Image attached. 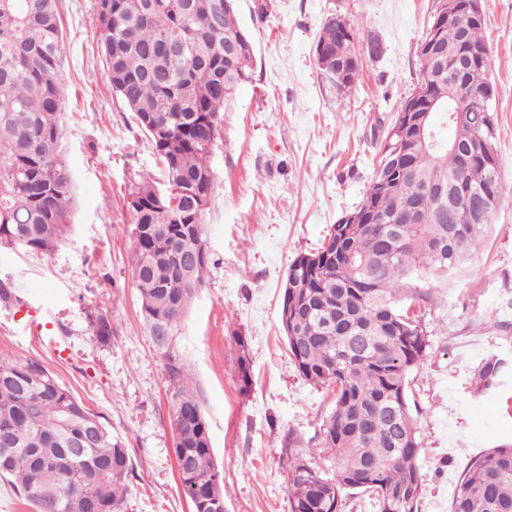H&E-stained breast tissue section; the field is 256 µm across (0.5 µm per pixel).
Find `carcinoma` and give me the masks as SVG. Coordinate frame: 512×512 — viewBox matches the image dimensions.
<instances>
[{"label": "carcinoma", "instance_id": "cac0c4a2", "mask_svg": "<svg viewBox=\"0 0 512 512\" xmlns=\"http://www.w3.org/2000/svg\"><path fill=\"white\" fill-rule=\"evenodd\" d=\"M61 0H0V246L50 255L71 214V175L60 158L58 113L64 88L56 74L63 27ZM99 42L112 88L133 113L162 164L165 189L142 181L127 198L140 313L170 384L175 455L191 458L194 477L181 481L186 498L204 497L224 476L215 461L201 402L185 378L181 321L204 283L208 250L205 211L211 198L210 157L221 140L220 112L251 79V41L236 0H98ZM483 17L460 11L439 31L436 48L418 50L419 100H448V70L472 80L469 62H485ZM357 28L326 19L318 43L344 59ZM323 74L350 88L362 67ZM487 101L460 97L438 121L452 144L415 147L401 160L399 135L379 145L376 170L361 208L364 223L332 228L334 255L315 265L297 256L281 305L299 307L285 334L297 372L334 388L321 427L320 452L336 467L327 476L308 453L285 451L290 512H336L353 493L383 503L382 512H418L423 492L418 424L409 378L428 356L423 308L429 293L458 271L483 242L488 220L474 196L501 197L497 154H462L484 135L496 139L497 116ZM413 209L416 223L399 216ZM190 267L189 280L179 275ZM0 448L13 459L0 479L35 512H120L133 463L101 416L77 399L39 360L0 359ZM450 512H512V442L477 454L458 481Z\"/></svg>", "mask_w": 512, "mask_h": 512}]
</instances>
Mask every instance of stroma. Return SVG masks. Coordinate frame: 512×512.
Here are the masks:
<instances>
[{
  "label": "stroma",
  "mask_w": 512,
  "mask_h": 512,
  "mask_svg": "<svg viewBox=\"0 0 512 512\" xmlns=\"http://www.w3.org/2000/svg\"><path fill=\"white\" fill-rule=\"evenodd\" d=\"M237 0L253 46V73L221 114L205 213L210 257L182 321L179 345L224 471V512H290L283 448L317 447L332 409L328 388L302 378L288 357L281 286L296 256L320 247L362 202L377 150L419 80L418 46L432 0ZM496 148L503 186L480 248L425 310L429 353L410 376L424 494L419 512H449L471 457L503 439L512 419L475 376L489 358L512 364V0H482ZM358 26L382 46L356 85L333 86L315 45L325 20ZM58 80L62 160L72 178L71 225L49 256L0 248V358L40 360L103 416L134 466L121 512H191L175 469L176 438L165 361L140 315L128 195L161 165L113 91L97 32V0H61ZM112 321L102 341L91 324ZM49 329L53 351L30 324Z\"/></svg>",
  "instance_id": "obj_1"
}]
</instances>
